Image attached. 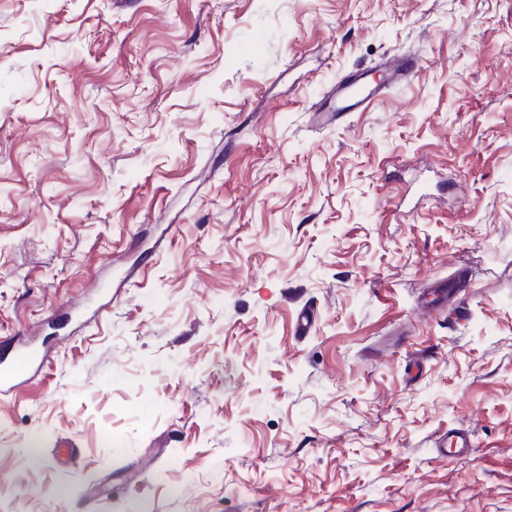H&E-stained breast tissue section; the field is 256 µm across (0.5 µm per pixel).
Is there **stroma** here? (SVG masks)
Listing matches in <instances>:
<instances>
[{
	"instance_id": "obj_1",
	"label": "stroma",
	"mask_w": 512,
	"mask_h": 512,
	"mask_svg": "<svg viewBox=\"0 0 512 512\" xmlns=\"http://www.w3.org/2000/svg\"><path fill=\"white\" fill-rule=\"evenodd\" d=\"M19 336L0 512H512V0H0ZM416 59L413 56H390L383 60L381 71L385 79L381 84L370 86L356 78H345L336 85L334 98L336 105L333 109L317 112L336 113V120L345 112H353L361 107H368L378 95L383 85L400 83L405 81L413 72ZM43 358L32 346L21 345L11 354L0 356V396H7L17 386L40 370ZM442 451L448 455V449L451 453H464L473 448V434L468 428L455 427L448 429V434L444 435Z\"/></svg>"
}]
</instances>
